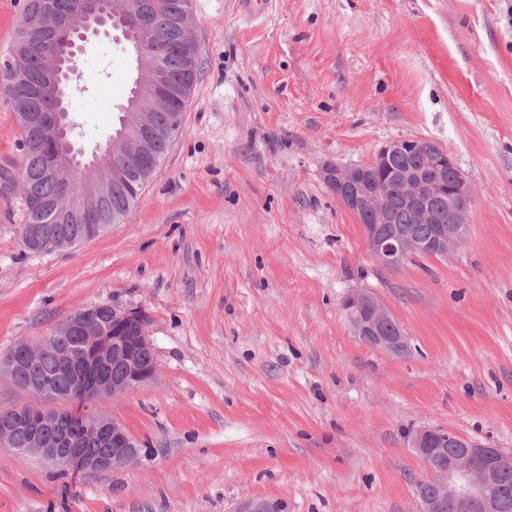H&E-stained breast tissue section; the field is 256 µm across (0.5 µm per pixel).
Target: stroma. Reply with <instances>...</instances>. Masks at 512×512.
I'll use <instances>...</instances> for the list:
<instances>
[{
  "mask_svg": "<svg viewBox=\"0 0 512 512\" xmlns=\"http://www.w3.org/2000/svg\"><path fill=\"white\" fill-rule=\"evenodd\" d=\"M199 71L180 129L112 229L24 249L20 129L0 92V355L76 310L148 316L158 371L97 402L141 445L119 471L0 448V512H415L427 472L404 439L450 428L512 452V0H191ZM69 99L104 145L136 75L99 35ZM431 140L473 190L445 256L378 266L321 178L383 143ZM371 290L409 338L360 341L342 309Z\"/></svg>",
  "mask_w": 512,
  "mask_h": 512,
  "instance_id": "stroma-1",
  "label": "stroma"
}]
</instances>
